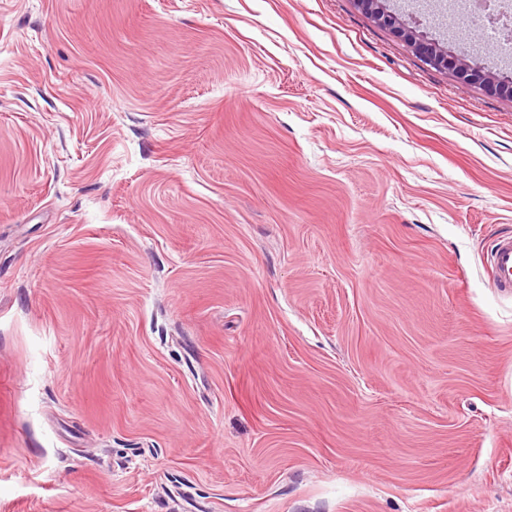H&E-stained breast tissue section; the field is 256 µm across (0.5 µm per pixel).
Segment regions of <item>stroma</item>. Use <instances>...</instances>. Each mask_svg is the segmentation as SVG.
<instances>
[{
  "mask_svg": "<svg viewBox=\"0 0 512 512\" xmlns=\"http://www.w3.org/2000/svg\"><path fill=\"white\" fill-rule=\"evenodd\" d=\"M509 233L512 99L355 0H0V512H512ZM489 261L495 288L504 295H512V235L495 240Z\"/></svg>",
  "mask_w": 512,
  "mask_h": 512,
  "instance_id": "1",
  "label": "stroma"
}]
</instances>
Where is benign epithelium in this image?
Segmentation results:
<instances>
[{"instance_id": "7a95c632", "label": "benign epithelium", "mask_w": 512, "mask_h": 512, "mask_svg": "<svg viewBox=\"0 0 512 512\" xmlns=\"http://www.w3.org/2000/svg\"><path fill=\"white\" fill-rule=\"evenodd\" d=\"M500 2L501 0H477V5L483 10L485 20L497 27L504 39L512 40V9L500 8ZM356 3L380 26L404 41L428 65L450 70L461 81L477 85L491 95L512 98L511 77L497 76L473 65L461 55L451 54L448 48L427 38L417 27L410 25L399 11L388 6L386 0H356Z\"/></svg>"}]
</instances>
